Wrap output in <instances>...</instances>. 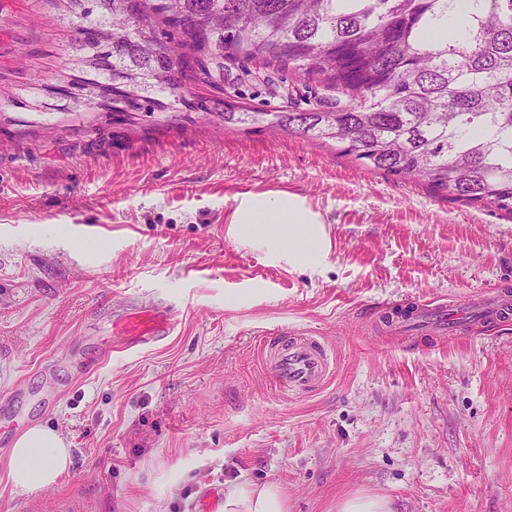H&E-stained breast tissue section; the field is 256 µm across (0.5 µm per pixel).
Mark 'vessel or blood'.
Instances as JSON below:
<instances>
[{
	"label": "vessel or blood",
	"instance_id": "b4317fda",
	"mask_svg": "<svg viewBox=\"0 0 512 512\" xmlns=\"http://www.w3.org/2000/svg\"><path fill=\"white\" fill-rule=\"evenodd\" d=\"M512 316V297L490 295L467 303L423 305L417 323L427 332H461L473 323H499ZM123 332L115 343L122 350L162 343L174 332L171 314L157 305H141L120 319ZM265 368L273 377L276 389L285 395L307 394L322 388L331 377L335 357L328 345L317 336L293 333L261 347Z\"/></svg>",
	"mask_w": 512,
	"mask_h": 512
}]
</instances>
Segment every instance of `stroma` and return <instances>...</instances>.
I'll return each instance as SVG.
<instances>
[{"instance_id": "obj_1", "label": "stroma", "mask_w": 512, "mask_h": 512, "mask_svg": "<svg viewBox=\"0 0 512 512\" xmlns=\"http://www.w3.org/2000/svg\"><path fill=\"white\" fill-rule=\"evenodd\" d=\"M71 29L48 0H0V462L35 425L73 462L0 512H207L237 482L276 484L286 512L354 495L392 512H512V323L472 335L394 330L431 300L512 295V216L437 197L278 131L203 112L116 125L52 90ZM245 106L286 111L232 69ZM322 214L321 273L227 234L245 191ZM153 299L163 343L108 352L115 314ZM334 350L320 391L283 395L267 333Z\"/></svg>"}]
</instances>
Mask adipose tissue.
<instances>
[{
    "label": "adipose tissue",
    "mask_w": 512,
    "mask_h": 512,
    "mask_svg": "<svg viewBox=\"0 0 512 512\" xmlns=\"http://www.w3.org/2000/svg\"><path fill=\"white\" fill-rule=\"evenodd\" d=\"M225 222L242 244L267 249L302 270H316L326 255L321 215L303 197L283 191L241 193ZM72 463V451L60 431L33 426L13 442L0 464V477L28 495L53 487ZM281 489L242 483L224 495V512H285Z\"/></svg>",
    "instance_id": "adipose-tissue-1"
}]
</instances>
